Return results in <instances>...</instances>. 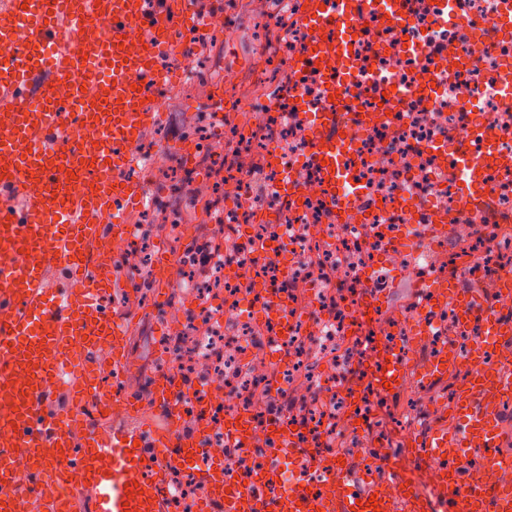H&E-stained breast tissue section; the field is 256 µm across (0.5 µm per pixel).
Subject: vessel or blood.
<instances>
[{
    "label": "vessel or blood",
    "instance_id": "obj_1",
    "mask_svg": "<svg viewBox=\"0 0 512 512\" xmlns=\"http://www.w3.org/2000/svg\"><path fill=\"white\" fill-rule=\"evenodd\" d=\"M406 0H305L303 23L313 32L295 71L339 87L357 76L351 46L368 14L397 17ZM191 0H17L0 6V512H168L159 489L164 467L190 464L224 512H512V313L503 285L460 293L465 322L481 325L474 340L475 374L462 371L454 348L425 363L426 377L456 375L455 394L440 416L414 436L412 451L431 488L398 478L392 449L375 452V475L357 474L349 461L323 465L321 490L297 483L288 494L263 497L256 486L227 487L224 466L204 446L203 431L187 435L172 395L178 382L154 388L151 405L163 430L127 424L125 401L98 379L124 374L128 330L121 307L105 311L101 297L124 292L128 277L113 265L112 247L125 222L116 201L135 203L142 183L121 173L140 137L161 119L153 91L168 85L162 55H187L172 36L194 20ZM105 80L89 83L91 69ZM342 115L318 113L310 160L325 193L345 204L343 183L350 141ZM512 168L494 150L457 162L460 188L477 196L489 165ZM411 365L399 355L377 357L375 385L399 390ZM257 429L245 417L224 418V434L244 447ZM270 437L296 453L298 431L272 420ZM467 467L466 481L458 470ZM68 484L67 498L54 486Z\"/></svg>",
    "mask_w": 512,
    "mask_h": 512
}]
</instances>
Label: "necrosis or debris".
Segmentation results:
<instances>
[{"mask_svg":"<svg viewBox=\"0 0 512 512\" xmlns=\"http://www.w3.org/2000/svg\"><path fill=\"white\" fill-rule=\"evenodd\" d=\"M278 2L288 10V33L258 41L263 84H277L311 38L301 21L304 0ZM507 11L512 0H450L444 8L411 0L404 19L372 24L370 37L354 46L361 73L337 99L317 81H292L284 93L241 102V110L263 114L256 125L230 119L214 97L197 131L180 139L168 182H147L135 205L141 219L127 225L115 255L133 282L141 319L156 330L155 364L139 388L121 394L146 402L156 377L189 385L177 400L184 429L205 426V445L220 451L226 480L244 482L274 464L277 494L303 475L320 488V462L336 456L341 439L353 448L395 447L451 401L449 391L419 399V386L408 383L413 402L387 431L381 413L388 398L369 381L353 388L348 371L374 358L380 333L412 358L420 324L432 347L450 339L467 352L458 310L438 296L436 283L477 288L512 274V176L490 174L477 199L463 196L455 177L458 157L484 151L472 134L477 124L512 151V109L502 93L512 81V35L497 29ZM202 13L224 21L180 29L176 40L196 49L218 33L233 37L235 0H208ZM331 104L349 118L347 165L363 187L338 210L309 160V118ZM245 154L260 157L261 166L242 165ZM216 169L223 183L209 181ZM285 178L303 191L300 205L288 209L277 191ZM193 207L208 233L183 222ZM157 216L165 235L154 229ZM446 224L463 228V253L449 250ZM402 275L411 277L413 294L400 313L384 315L371 302ZM173 279L178 289L168 288ZM300 374L306 388L290 394ZM290 395L287 418L316 461L225 443V416L246 415L262 427L272 405ZM356 418L367 421L366 430L351 429ZM162 491L171 512H193L206 497L189 466L173 469Z\"/></svg>","mask_w":512,"mask_h":512,"instance_id":"1","label":"necrosis or debris"}]
</instances>
